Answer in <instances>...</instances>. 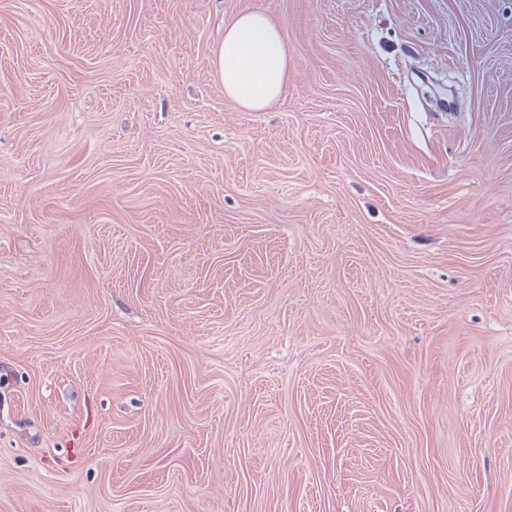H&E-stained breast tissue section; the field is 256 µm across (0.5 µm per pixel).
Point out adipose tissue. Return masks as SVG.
<instances>
[{
  "instance_id": "1",
  "label": "adipose tissue",
  "mask_w": 512,
  "mask_h": 512,
  "mask_svg": "<svg viewBox=\"0 0 512 512\" xmlns=\"http://www.w3.org/2000/svg\"><path fill=\"white\" fill-rule=\"evenodd\" d=\"M212 69L225 97L241 109L263 112L273 107L286 97L292 79L283 26L260 8L227 18Z\"/></svg>"
}]
</instances>
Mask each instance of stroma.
<instances>
[{
	"label": "stroma",
	"mask_w": 512,
	"mask_h": 512,
	"mask_svg": "<svg viewBox=\"0 0 512 512\" xmlns=\"http://www.w3.org/2000/svg\"><path fill=\"white\" fill-rule=\"evenodd\" d=\"M0 512H512V0H0ZM224 96L247 112H263L288 93L292 73L287 35L266 10L244 9L224 21V38L212 54Z\"/></svg>",
	"instance_id": "35a3bbf8"
}]
</instances>
